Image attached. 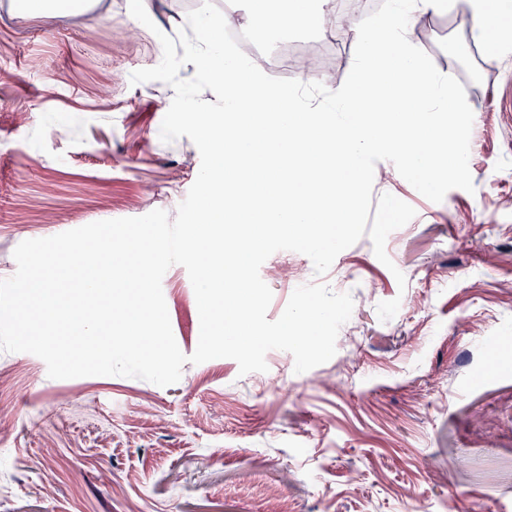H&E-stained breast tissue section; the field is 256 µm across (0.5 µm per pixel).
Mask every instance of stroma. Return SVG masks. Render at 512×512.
<instances>
[{
	"label": "stroma",
	"instance_id": "obj_1",
	"mask_svg": "<svg viewBox=\"0 0 512 512\" xmlns=\"http://www.w3.org/2000/svg\"><path fill=\"white\" fill-rule=\"evenodd\" d=\"M203 0H94L21 15L0 0V279L15 247L92 222L175 214L200 169L186 137L162 142L174 96L131 84ZM474 114V190L432 202L377 162L366 232L328 272L279 251L260 276L268 320L319 282L354 308L337 352L307 372L285 351L267 371L184 364L176 384L53 379L0 352V512H512V54L485 56L450 11L416 28ZM298 70L344 82L355 43L308 42ZM184 354L199 340L183 266L162 280ZM466 460L459 469L458 460Z\"/></svg>",
	"mask_w": 512,
	"mask_h": 512
}]
</instances>
